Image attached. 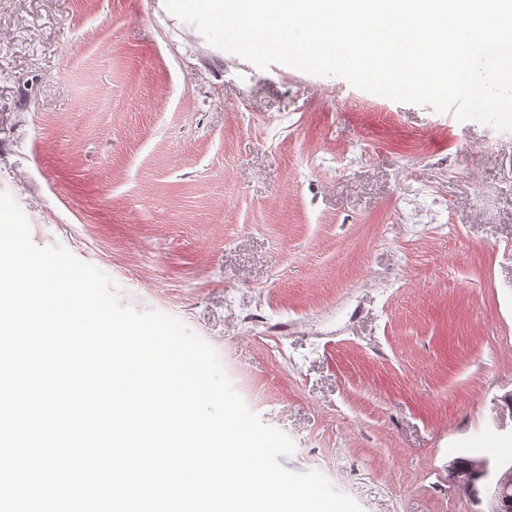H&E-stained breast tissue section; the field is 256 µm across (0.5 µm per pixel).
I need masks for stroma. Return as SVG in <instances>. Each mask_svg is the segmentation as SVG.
Listing matches in <instances>:
<instances>
[{
  "mask_svg": "<svg viewBox=\"0 0 512 512\" xmlns=\"http://www.w3.org/2000/svg\"><path fill=\"white\" fill-rule=\"evenodd\" d=\"M0 191L362 512H480L449 465L512 461V131L259 69L165 0H0Z\"/></svg>",
  "mask_w": 512,
  "mask_h": 512,
  "instance_id": "35a3bbf8",
  "label": "stroma"
}]
</instances>
